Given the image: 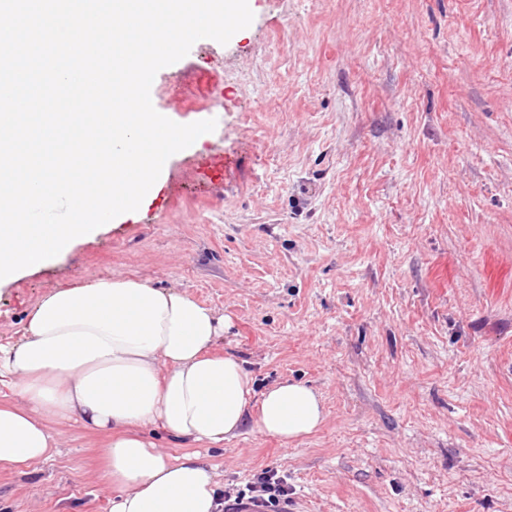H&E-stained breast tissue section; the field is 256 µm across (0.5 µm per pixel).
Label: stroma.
<instances>
[{"instance_id": "35a3bbf8", "label": "stroma", "mask_w": 512, "mask_h": 512, "mask_svg": "<svg viewBox=\"0 0 512 512\" xmlns=\"http://www.w3.org/2000/svg\"><path fill=\"white\" fill-rule=\"evenodd\" d=\"M248 4L153 81L154 108L215 130L158 200L1 285L0 343L94 277L185 292L229 317L214 350L256 391L300 381L325 410L200 446L222 489L269 468L288 512H512V0ZM56 429L46 461L0 469V512H111L106 434Z\"/></svg>"}]
</instances>
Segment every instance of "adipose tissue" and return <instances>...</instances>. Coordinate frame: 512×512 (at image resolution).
I'll return each mask as SVG.
<instances>
[{"label":"adipose tissue","mask_w":512,"mask_h":512,"mask_svg":"<svg viewBox=\"0 0 512 512\" xmlns=\"http://www.w3.org/2000/svg\"><path fill=\"white\" fill-rule=\"evenodd\" d=\"M223 313L131 277L99 278L39 299L23 339L0 344V465L49 458L74 421L109 433L104 477L112 512H223L215 468L199 455L171 460L151 431L220 445L245 425L288 440L324 420L319 394L300 382L255 393L231 356L212 354Z\"/></svg>","instance_id":"obj_1"}]
</instances>
